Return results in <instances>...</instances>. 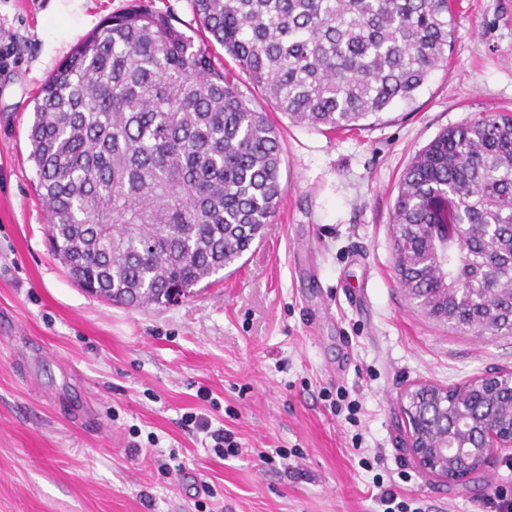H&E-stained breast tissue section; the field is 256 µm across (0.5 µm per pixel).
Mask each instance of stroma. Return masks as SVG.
Segmentation results:
<instances>
[{"mask_svg":"<svg viewBox=\"0 0 512 512\" xmlns=\"http://www.w3.org/2000/svg\"><path fill=\"white\" fill-rule=\"evenodd\" d=\"M129 2L0 0V512H381L379 480L424 512L512 497V455L456 485L405 446L404 391L512 371V336L429 319L392 254L416 152L512 111V0H460L447 68L375 126L325 135L254 98L282 135L274 222L232 275L141 308L86 293L53 256L27 138L41 85ZM341 391L356 422L330 410ZM218 428L238 456L212 452ZM274 448L287 462L263 461Z\"/></svg>","mask_w":512,"mask_h":512,"instance_id":"35a3bbf8","label":"stroma"}]
</instances>
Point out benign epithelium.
Here are the masks:
<instances>
[{
	"instance_id": "1",
	"label": "benign epithelium",
	"mask_w": 512,
	"mask_h": 512,
	"mask_svg": "<svg viewBox=\"0 0 512 512\" xmlns=\"http://www.w3.org/2000/svg\"><path fill=\"white\" fill-rule=\"evenodd\" d=\"M445 392L446 388L430 383H418L405 391L402 411L407 423L406 448L421 468L449 483H462L472 472L463 469L457 457L467 456L476 471H483L503 451L512 448V430L475 448L472 439L478 429L461 410L457 413L459 427L456 433L448 436L443 445L433 443L434 426L429 413L436 409L448 412Z\"/></svg>"
}]
</instances>
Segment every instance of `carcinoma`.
Returning a JSON list of instances; mask_svg holds the SVG:
<instances>
[{
  "label": "carcinoma",
  "instance_id": "obj_1",
  "mask_svg": "<svg viewBox=\"0 0 512 512\" xmlns=\"http://www.w3.org/2000/svg\"><path fill=\"white\" fill-rule=\"evenodd\" d=\"M189 34L131 0L42 84L30 159L54 255L116 305L166 306L234 266L273 222L281 132H351L410 104L448 66L455 0H191ZM236 63L213 61L214 46ZM398 284L427 317L512 336V113L443 129L400 180ZM451 405L512 408L500 382L451 388Z\"/></svg>",
  "mask_w": 512,
  "mask_h": 512
}]
</instances>
